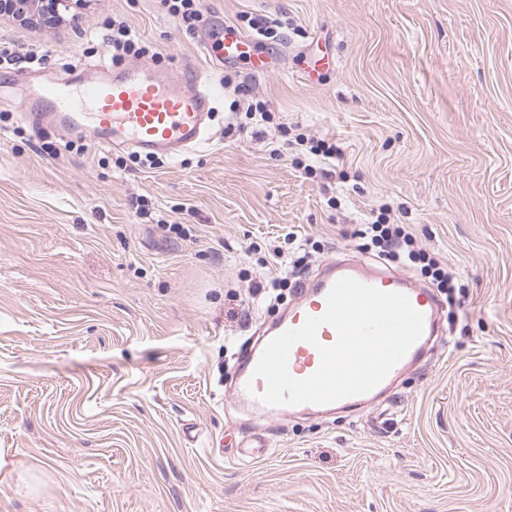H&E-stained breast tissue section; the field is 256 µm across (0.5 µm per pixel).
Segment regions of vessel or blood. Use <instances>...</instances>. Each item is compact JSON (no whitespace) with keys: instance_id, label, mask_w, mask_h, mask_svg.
<instances>
[{"instance_id":"vessel-or-blood-1","label":"vessel or blood","mask_w":512,"mask_h":512,"mask_svg":"<svg viewBox=\"0 0 512 512\" xmlns=\"http://www.w3.org/2000/svg\"><path fill=\"white\" fill-rule=\"evenodd\" d=\"M205 45H218L225 62L249 60L253 73L269 70L266 56L257 53L252 42L234 26L210 29ZM216 89L206 77L192 68L158 74L150 67L121 71L100 66L95 78L83 71L69 72L63 79H46L28 95L29 113L38 115L53 130L79 134L91 131L96 145L103 148H133L143 154L175 155L200 146L205 141L210 105ZM349 277L387 292H400L422 314L424 330L420 339L393 367L386 378L368 394L352 396L331 403V410L348 409L367 400L384 398L397 377L414 361L422 358L439 333V319L446 310L432 289L414 285L404 276L384 269H370L359 262L330 264L322 278L300 284L295 299L259 340L242 352L244 370L235 384V397L249 407L274 416L315 412L312 404L271 406L261 401L266 388L263 379L252 373L265 347L275 337L303 325L307 317L319 316L326 308V296L339 279ZM317 344L299 342L289 353L292 376L302 379L320 365L318 345H332L337 334L332 327H321Z\"/></svg>"}]
</instances>
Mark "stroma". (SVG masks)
Masks as SVG:
<instances>
[{
    "instance_id": "stroma-1",
    "label": "stroma",
    "mask_w": 512,
    "mask_h": 512,
    "mask_svg": "<svg viewBox=\"0 0 512 512\" xmlns=\"http://www.w3.org/2000/svg\"><path fill=\"white\" fill-rule=\"evenodd\" d=\"M199 8L243 32L278 20L274 71L203 53L162 0H92L57 27L0 19L18 56L0 63V512H512V0ZM114 18L158 68L224 84L207 144L149 167L24 117L25 72L96 70ZM238 87L276 125L236 127ZM383 207L455 272L451 332L380 406L285 418L237 402L242 343L292 297L268 293L281 268L259 258L293 234L316 244L299 279L375 264L356 233Z\"/></svg>"
}]
</instances>
